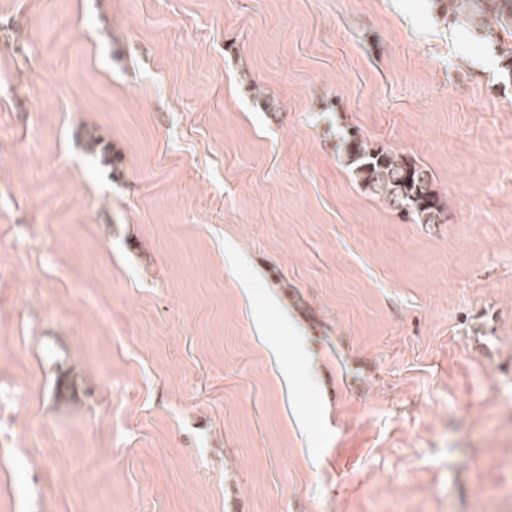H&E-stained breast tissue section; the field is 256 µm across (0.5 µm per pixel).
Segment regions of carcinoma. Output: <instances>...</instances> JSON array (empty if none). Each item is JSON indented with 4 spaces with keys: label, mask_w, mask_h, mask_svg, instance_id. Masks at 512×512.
<instances>
[{
    "label": "carcinoma",
    "mask_w": 512,
    "mask_h": 512,
    "mask_svg": "<svg viewBox=\"0 0 512 512\" xmlns=\"http://www.w3.org/2000/svg\"><path fill=\"white\" fill-rule=\"evenodd\" d=\"M446 18L499 53L503 75L512 78V0H436ZM343 158L363 191L384 199L415 224H440L446 205L425 166L354 130L343 142Z\"/></svg>",
    "instance_id": "cac0c4a2"
}]
</instances>
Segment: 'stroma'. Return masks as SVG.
Here are the masks:
<instances>
[{
  "label": "stroma",
  "mask_w": 512,
  "mask_h": 512,
  "mask_svg": "<svg viewBox=\"0 0 512 512\" xmlns=\"http://www.w3.org/2000/svg\"><path fill=\"white\" fill-rule=\"evenodd\" d=\"M0 512H512L496 53L434 0H0ZM343 158L367 195L381 197L415 224L443 223L446 205L425 166L364 139L359 130L344 139Z\"/></svg>",
  "instance_id": "stroma-1"
}]
</instances>
